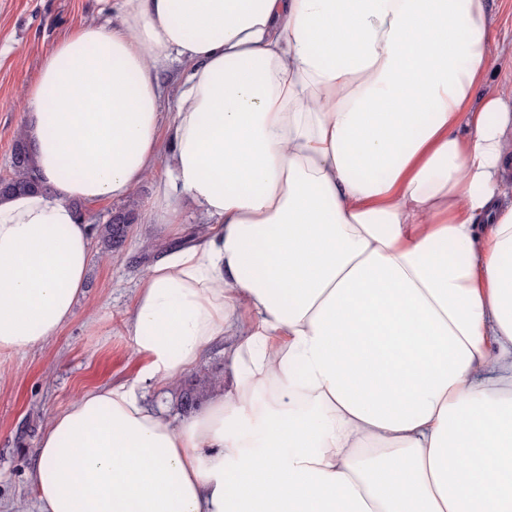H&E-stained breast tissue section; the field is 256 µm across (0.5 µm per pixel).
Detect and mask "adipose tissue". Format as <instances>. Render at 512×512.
Segmentation results:
<instances>
[{
  "label": "adipose tissue",
  "instance_id": "obj_1",
  "mask_svg": "<svg viewBox=\"0 0 512 512\" xmlns=\"http://www.w3.org/2000/svg\"><path fill=\"white\" fill-rule=\"evenodd\" d=\"M489 0H112L20 97L41 184L0 196V354L73 317L77 207L153 178L134 381L37 449L40 512H512V79ZM183 69L173 111L159 74ZM181 422L142 391L215 342Z\"/></svg>",
  "mask_w": 512,
  "mask_h": 512
}]
</instances>
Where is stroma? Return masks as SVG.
I'll list each match as a JSON object with an SVG mask.
<instances>
[{
    "mask_svg": "<svg viewBox=\"0 0 512 512\" xmlns=\"http://www.w3.org/2000/svg\"><path fill=\"white\" fill-rule=\"evenodd\" d=\"M492 48L498 54L490 83L512 77V0H492ZM112 18L109 0H0V177L11 173L10 156L23 115L15 107L38 78L54 41L94 19ZM138 216L112 259L93 253L85 290L72 320L48 343L23 353L0 355V512H38L31 473L40 438L50 419L81 393L132 381L140 363L123 320L134 302L138 279L164 247L197 243L202 218L185 208L179 235L162 234L149 209L152 180L133 191ZM224 344L216 342L198 364L174 381L151 389V406L182 419L185 387L211 373L225 374Z\"/></svg>",
    "mask_w": 512,
    "mask_h": 512,
    "instance_id": "35a3bbf8",
    "label": "stroma"
}]
</instances>
